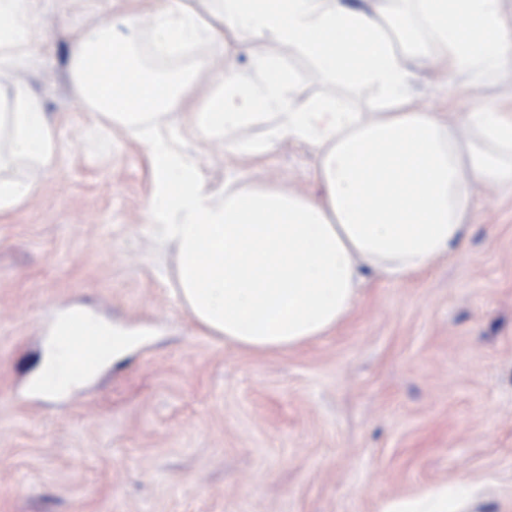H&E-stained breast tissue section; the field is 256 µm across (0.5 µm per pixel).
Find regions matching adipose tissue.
<instances>
[{"mask_svg": "<svg viewBox=\"0 0 512 512\" xmlns=\"http://www.w3.org/2000/svg\"><path fill=\"white\" fill-rule=\"evenodd\" d=\"M135 0L122 20L100 16L72 40L79 106L146 145L154 190L145 221L172 243L182 303L198 328L256 353L292 350L352 313L369 276L403 280L460 251L476 187H512V113L493 105L424 111L411 65L428 58L440 84L497 70L512 38L503 0ZM30 0H0V68L35 38ZM126 35H118V27ZM264 45L253 74L235 58L240 32ZM209 44L211 53L200 52ZM310 60L326 77L377 87L383 104L360 112L338 95L296 105ZM275 135L240 138L231 153L258 158L281 142L309 144L320 194L246 182L216 194L178 142L242 127L259 111ZM160 115L178 116L159 129ZM40 169L53 163L55 126L41 101L0 85V149ZM440 486L383 502L378 512H461Z\"/></svg>", "mask_w": 512, "mask_h": 512, "instance_id": "adipose-tissue-1", "label": "adipose tissue"}]
</instances>
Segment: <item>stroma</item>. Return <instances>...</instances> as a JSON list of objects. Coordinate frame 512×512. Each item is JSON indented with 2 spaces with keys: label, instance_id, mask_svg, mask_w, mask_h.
Returning <instances> with one entry per match:
<instances>
[{
  "label": "stroma",
  "instance_id": "stroma-1",
  "mask_svg": "<svg viewBox=\"0 0 512 512\" xmlns=\"http://www.w3.org/2000/svg\"><path fill=\"white\" fill-rule=\"evenodd\" d=\"M35 44L17 72L56 121L48 172L0 216V512H377L387 499L466 484L465 512H512V189H476L462 252L401 281L364 286L347 320L284 353L200 331L176 293L171 247L144 222L153 192L143 141L103 133L68 76L73 33L123 0H33ZM297 104L335 92L375 111L370 85L329 84L298 56ZM414 90L430 112L512 101L500 70L456 92L429 60ZM225 138L184 136L214 188L312 187L314 150L283 143L228 158ZM79 309L132 341L124 360L48 397L32 375L48 333Z\"/></svg>",
  "mask_w": 512,
  "mask_h": 512
}]
</instances>
